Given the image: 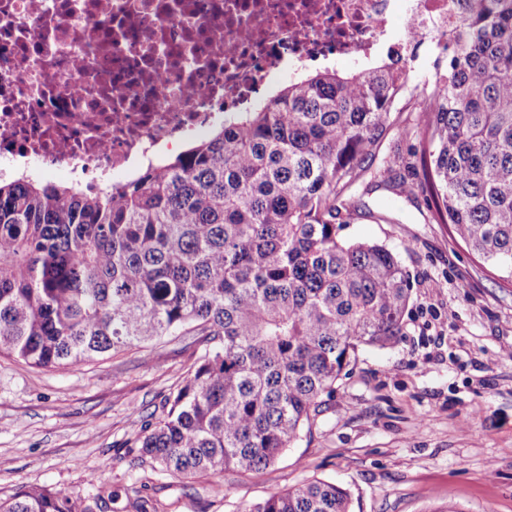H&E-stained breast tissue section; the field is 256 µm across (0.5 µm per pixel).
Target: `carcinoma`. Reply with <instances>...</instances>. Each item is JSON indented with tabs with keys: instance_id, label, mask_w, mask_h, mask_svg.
Masks as SVG:
<instances>
[{
	"instance_id": "1",
	"label": "carcinoma",
	"mask_w": 512,
	"mask_h": 512,
	"mask_svg": "<svg viewBox=\"0 0 512 512\" xmlns=\"http://www.w3.org/2000/svg\"><path fill=\"white\" fill-rule=\"evenodd\" d=\"M402 60L307 73L124 183L0 181V354L48 368L201 336L140 458L181 477L272 465L311 432L359 346L404 334L407 271L385 245L339 236L391 113L418 91ZM422 112L421 188L512 279V0L468 4ZM350 505L313 480L244 512ZM95 509L41 487L0 502Z\"/></svg>"
}]
</instances>
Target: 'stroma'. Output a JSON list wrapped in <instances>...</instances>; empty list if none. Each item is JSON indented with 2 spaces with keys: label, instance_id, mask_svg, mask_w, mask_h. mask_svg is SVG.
Returning <instances> with one entry per match:
<instances>
[{
  "label": "stroma",
  "instance_id": "1",
  "mask_svg": "<svg viewBox=\"0 0 512 512\" xmlns=\"http://www.w3.org/2000/svg\"><path fill=\"white\" fill-rule=\"evenodd\" d=\"M419 111L392 113L385 183L360 180L343 238L386 244L409 274L405 334L360 347L311 435L266 469L175 478L136 440L203 350L200 337L53 369L0 355V501L29 486L113 495V512H243L324 479L352 512H512V286L436 223L419 184Z\"/></svg>",
  "mask_w": 512,
  "mask_h": 512
}]
</instances>
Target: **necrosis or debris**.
<instances>
[{
    "label": "necrosis or debris",
    "mask_w": 512,
    "mask_h": 512,
    "mask_svg": "<svg viewBox=\"0 0 512 512\" xmlns=\"http://www.w3.org/2000/svg\"><path fill=\"white\" fill-rule=\"evenodd\" d=\"M396 0H0V177L111 183L212 128L284 66L367 60ZM436 48L465 0H406Z\"/></svg>",
    "instance_id": "4bbe7bcc"
}]
</instances>
